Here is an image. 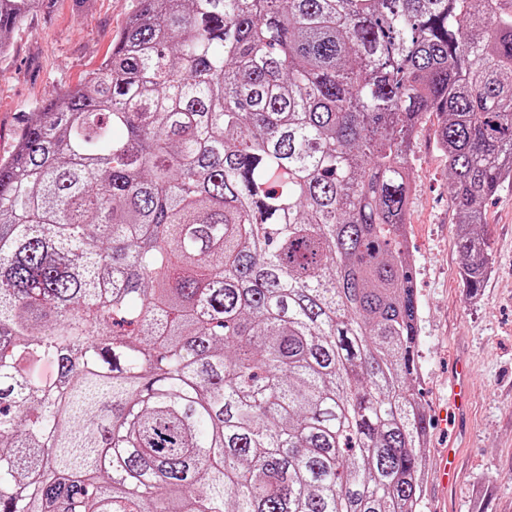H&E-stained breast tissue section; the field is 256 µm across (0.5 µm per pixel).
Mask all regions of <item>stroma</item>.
I'll use <instances>...</instances> for the list:
<instances>
[{"label": "stroma", "instance_id": "1", "mask_svg": "<svg viewBox=\"0 0 512 512\" xmlns=\"http://www.w3.org/2000/svg\"><path fill=\"white\" fill-rule=\"evenodd\" d=\"M137 0H48L11 35L0 56V159L8 158L29 112L77 88L109 56ZM437 119L418 129L406 239L413 254L421 336L420 392L431 419L425 465L448 445L439 421L457 362L469 363V410L459 429L461 481L444 492L423 480L419 512H512V188L485 203L493 265L469 293L459 277L457 216L448 202V161Z\"/></svg>", "mask_w": 512, "mask_h": 512}]
</instances>
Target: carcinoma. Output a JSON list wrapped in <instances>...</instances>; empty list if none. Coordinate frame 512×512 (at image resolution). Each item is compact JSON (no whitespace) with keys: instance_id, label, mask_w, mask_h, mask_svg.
I'll return each instance as SVG.
<instances>
[{"instance_id":"obj_1","label":"carcinoma","mask_w":512,"mask_h":512,"mask_svg":"<svg viewBox=\"0 0 512 512\" xmlns=\"http://www.w3.org/2000/svg\"><path fill=\"white\" fill-rule=\"evenodd\" d=\"M429 114L476 292L512 0H137L0 160V512H417Z\"/></svg>"}]
</instances>
